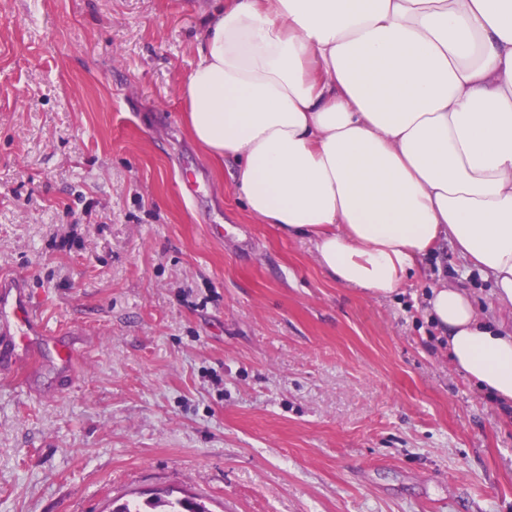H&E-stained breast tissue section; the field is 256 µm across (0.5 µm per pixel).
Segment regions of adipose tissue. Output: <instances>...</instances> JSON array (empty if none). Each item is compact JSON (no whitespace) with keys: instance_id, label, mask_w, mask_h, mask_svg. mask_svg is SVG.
<instances>
[{"instance_id":"obj_1","label":"adipose tissue","mask_w":512,"mask_h":512,"mask_svg":"<svg viewBox=\"0 0 512 512\" xmlns=\"http://www.w3.org/2000/svg\"><path fill=\"white\" fill-rule=\"evenodd\" d=\"M181 95L250 215L396 293L450 238L512 312V0H224ZM451 363L512 406V330L434 283Z\"/></svg>"}]
</instances>
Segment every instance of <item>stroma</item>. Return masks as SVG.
Wrapping results in <instances>:
<instances>
[{"label":"stroma","instance_id":"obj_1","mask_svg":"<svg viewBox=\"0 0 512 512\" xmlns=\"http://www.w3.org/2000/svg\"><path fill=\"white\" fill-rule=\"evenodd\" d=\"M221 3L0 0V273L90 330L67 393L0 378V512H512V418L424 312L492 278L445 239L369 298L248 214L180 95ZM167 497H159L157 501H125L113 508L112 512H210L201 500L194 497L174 499ZM161 508L163 509L158 510Z\"/></svg>","mask_w":512,"mask_h":512}]
</instances>
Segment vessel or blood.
Listing matches in <instances>:
<instances>
[{
  "label": "vessel or blood",
  "instance_id": "obj_1",
  "mask_svg": "<svg viewBox=\"0 0 512 512\" xmlns=\"http://www.w3.org/2000/svg\"><path fill=\"white\" fill-rule=\"evenodd\" d=\"M72 345L60 329H47L26 281L0 275V374L18 375L31 360L52 359L60 389L73 382Z\"/></svg>",
  "mask_w": 512,
  "mask_h": 512
}]
</instances>
